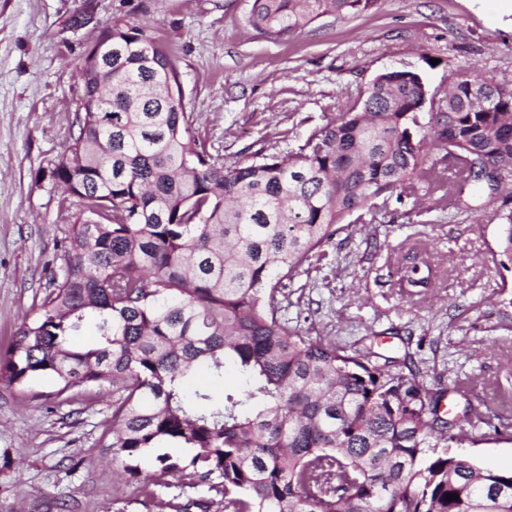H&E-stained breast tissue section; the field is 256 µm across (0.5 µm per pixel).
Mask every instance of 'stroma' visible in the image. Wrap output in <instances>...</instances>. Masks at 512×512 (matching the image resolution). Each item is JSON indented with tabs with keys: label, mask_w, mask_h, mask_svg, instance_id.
Segmentation results:
<instances>
[{
	"label": "stroma",
	"mask_w": 512,
	"mask_h": 512,
	"mask_svg": "<svg viewBox=\"0 0 512 512\" xmlns=\"http://www.w3.org/2000/svg\"><path fill=\"white\" fill-rule=\"evenodd\" d=\"M251 0H0V350L64 266L75 211L39 172L67 151L82 110L81 66L106 25L140 28L174 58L190 136L230 166L296 147L388 70L418 73L443 96L462 70L512 86V12L502 0H382L324 16L274 42L247 23ZM81 26H71L74 16ZM426 187L390 203L383 223L353 224L310 258L280 313L308 336L405 360L443 407L482 420L464 454L512 470V265L491 215L431 207ZM431 266L406 293L403 267ZM472 385L460 397L454 384ZM112 394L75 398L47 379L27 393L0 382V512H198L207 486L177 479L152 495L108 448Z\"/></svg>",
	"instance_id": "1"
}]
</instances>
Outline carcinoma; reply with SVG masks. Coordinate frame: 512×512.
Masks as SVG:
<instances>
[{
	"label": "carcinoma",
	"mask_w": 512,
	"mask_h": 512,
	"mask_svg": "<svg viewBox=\"0 0 512 512\" xmlns=\"http://www.w3.org/2000/svg\"><path fill=\"white\" fill-rule=\"evenodd\" d=\"M380 2L253 0L248 23L284 41ZM179 87L162 47L112 24L110 86L83 83L97 111L76 117L68 153L48 165L79 202L66 263L0 351V381L112 392L123 471L146 490L169 476L206 483L224 512H512V471L454 451L469 433L441 415L443 394L392 357L303 335L278 299L344 221L373 223L416 183L448 188L461 212L499 197L512 87L455 70L436 98L419 74L386 71L297 148L234 166L190 139ZM511 201L494 213L510 262ZM228 364L242 392L191 389L198 368L219 382ZM167 445L191 453L142 472L144 449Z\"/></svg>",
	"instance_id": "obj_1"
}]
</instances>
